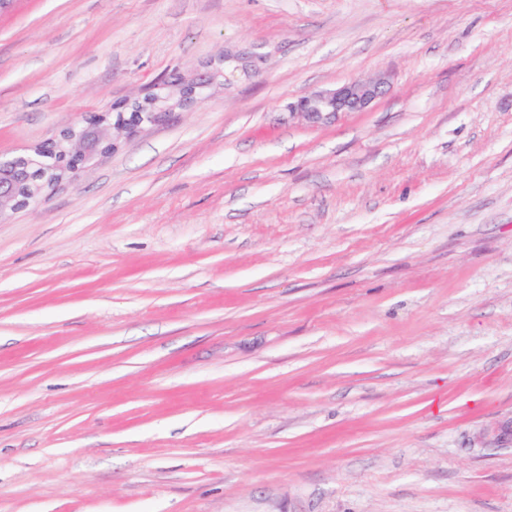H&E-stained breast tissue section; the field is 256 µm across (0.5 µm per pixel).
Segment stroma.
Returning a JSON list of instances; mask_svg holds the SVG:
<instances>
[{"mask_svg":"<svg viewBox=\"0 0 512 512\" xmlns=\"http://www.w3.org/2000/svg\"><path fill=\"white\" fill-rule=\"evenodd\" d=\"M228 50L0 217V512H512V0H14L0 154ZM384 80H353L333 89L304 95L288 105L290 112L318 122L343 112H361L382 94Z\"/></svg>","mask_w":512,"mask_h":512,"instance_id":"1","label":"stroma"}]
</instances>
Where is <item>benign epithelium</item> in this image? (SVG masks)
Here are the masks:
<instances>
[{"label": "benign epithelium", "instance_id": "7a95c632", "mask_svg": "<svg viewBox=\"0 0 512 512\" xmlns=\"http://www.w3.org/2000/svg\"><path fill=\"white\" fill-rule=\"evenodd\" d=\"M254 54L224 52V70L202 75L196 81H174L164 93L145 96L132 103H118L112 111L89 115L77 127L26 153L0 157V217L28 207L62 179L80 168L91 166L98 157L115 148L122 136L130 137L141 128L168 121L189 102L201 98L213 80L221 76L228 85L238 74L253 71ZM384 80H353L333 89L304 95L288 105L290 112L309 121L330 119L343 112H361L382 94ZM54 158L51 174L42 176L19 169L22 161L38 163L44 156Z\"/></svg>", "mask_w": 512, "mask_h": 512}]
</instances>
